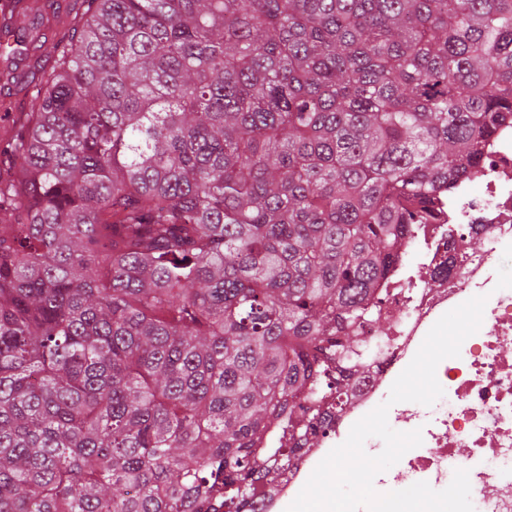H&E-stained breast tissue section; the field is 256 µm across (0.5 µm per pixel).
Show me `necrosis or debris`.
Masks as SVG:
<instances>
[{
  "label": "necrosis or debris",
  "instance_id": "4bbe7bcc",
  "mask_svg": "<svg viewBox=\"0 0 512 512\" xmlns=\"http://www.w3.org/2000/svg\"><path fill=\"white\" fill-rule=\"evenodd\" d=\"M479 169L476 179L457 183L436 223L415 227L411 247L381 285L392 329L352 388L356 406L328 410V433L281 476L272 499L297 495L318 460L386 402L436 321L483 295L479 331L463 342L459 357L437 367L443 396L428 410L415 402L391 405V428L421 429L423 442L380 473L378 482L404 489L425 482L442 490L462 468L469 472L475 512H512V360L501 354L512 342V289L502 285L495 265L497 256L512 254V128L485 148Z\"/></svg>",
  "mask_w": 512,
  "mask_h": 512
}]
</instances>
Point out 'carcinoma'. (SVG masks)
<instances>
[{"instance_id": "cac0c4a2", "label": "carcinoma", "mask_w": 512, "mask_h": 512, "mask_svg": "<svg viewBox=\"0 0 512 512\" xmlns=\"http://www.w3.org/2000/svg\"><path fill=\"white\" fill-rule=\"evenodd\" d=\"M43 43L0 153V512H263L512 120V0H73Z\"/></svg>"}]
</instances>
